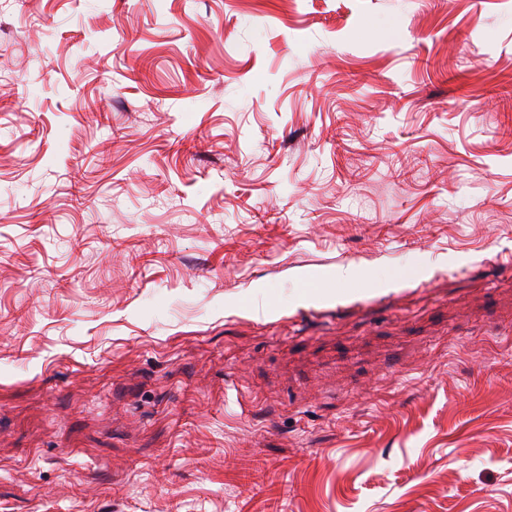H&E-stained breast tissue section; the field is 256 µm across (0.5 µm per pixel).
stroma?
<instances>
[{
	"mask_svg": "<svg viewBox=\"0 0 512 512\" xmlns=\"http://www.w3.org/2000/svg\"><path fill=\"white\" fill-rule=\"evenodd\" d=\"M509 253L512 0H0V512H512Z\"/></svg>",
	"mask_w": 512,
	"mask_h": 512,
	"instance_id": "obj_1",
	"label": "stroma"
}]
</instances>
